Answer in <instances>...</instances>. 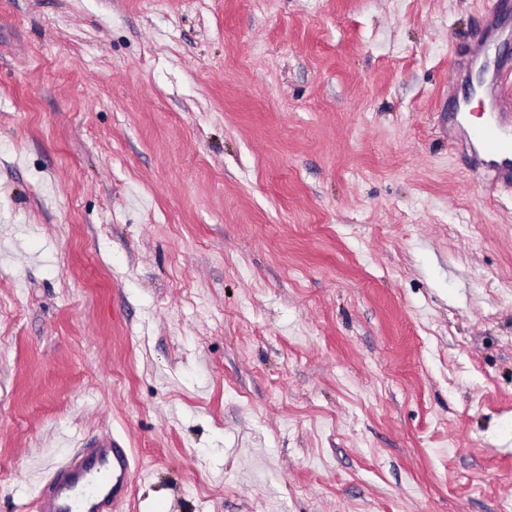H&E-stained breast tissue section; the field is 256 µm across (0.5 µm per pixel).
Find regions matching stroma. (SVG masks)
<instances>
[{"label":"stroma","instance_id":"35a3bbf8","mask_svg":"<svg viewBox=\"0 0 512 512\" xmlns=\"http://www.w3.org/2000/svg\"><path fill=\"white\" fill-rule=\"evenodd\" d=\"M498 0H0V512H506L512 184L456 64ZM127 448L103 437L87 441L35 487V512H109L131 485Z\"/></svg>","mask_w":512,"mask_h":512}]
</instances>
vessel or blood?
<instances>
[{"instance_id":"b4317fda","label":"vessel or blood","mask_w":512,"mask_h":512,"mask_svg":"<svg viewBox=\"0 0 512 512\" xmlns=\"http://www.w3.org/2000/svg\"><path fill=\"white\" fill-rule=\"evenodd\" d=\"M479 94L491 119L468 131L470 143L480 150L474 171L489 181L507 183L512 181V62L495 61ZM131 477L127 449L108 437L87 441L38 483L34 512H107L111 504L127 498Z\"/></svg>"}]
</instances>
